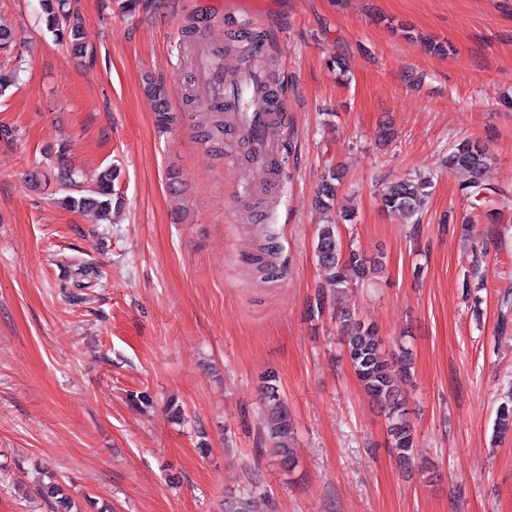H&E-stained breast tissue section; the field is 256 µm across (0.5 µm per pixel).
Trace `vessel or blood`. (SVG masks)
I'll use <instances>...</instances> for the list:
<instances>
[{
  "instance_id": "vessel-or-blood-1",
  "label": "vessel or blood",
  "mask_w": 512,
  "mask_h": 512,
  "mask_svg": "<svg viewBox=\"0 0 512 512\" xmlns=\"http://www.w3.org/2000/svg\"><path fill=\"white\" fill-rule=\"evenodd\" d=\"M273 51L266 42L242 41L244 66L224 64V49L206 34H198L185 54L193 67L194 91L228 112L238 140L248 148L249 169L273 167L282 152L281 140L271 128L282 110V94L269 81L268 59Z\"/></svg>"
}]
</instances>
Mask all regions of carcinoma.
Instances as JSON below:
<instances>
[{
  "label": "carcinoma",
  "instance_id": "carcinoma-1",
  "mask_svg": "<svg viewBox=\"0 0 512 512\" xmlns=\"http://www.w3.org/2000/svg\"><path fill=\"white\" fill-rule=\"evenodd\" d=\"M41 6L48 32L57 41L68 46L73 54H85L88 49L85 26L79 14L71 10L70 0H42ZM145 90L155 102L159 126H166L170 121V91L149 75L145 77ZM488 158L486 148L470 140L455 144L450 148L447 157L448 170L465 176V180L459 185L462 194L477 207L486 202V187L479 181L478 176L486 167ZM116 179V170L107 167L100 173L91 189L79 196H73L69 194L73 184L72 174L64 172L59 182V190L64 192L61 203L69 209L92 212L100 221H108L112 208H118L122 204L121 195L114 189ZM341 179L339 170L328 169L316 199L321 210L329 212L333 208ZM431 194L432 180L418 173L389 186L381 194L380 202L390 213L398 212L414 217L423 212ZM339 228L340 225L334 221L319 225L315 253L325 272L326 286L336 293H345L373 274L381 266V261L368 259L353 248L343 250ZM324 287H318L312 305V311L318 314L323 312L327 298ZM339 320L344 354L364 390L384 408L388 447L399 462L407 464L413 453V431L407 420L404 397L396 384V372L410 369L409 353L404 351L398 357L388 354L377 329L362 323L348 310L340 312ZM274 381L273 375L267 376L264 381L265 425L281 465L290 470L296 467L292 448L294 429L288 407ZM37 495L47 503L51 512H73L72 500L59 483L38 485Z\"/></svg>",
  "mask_w": 512,
  "mask_h": 512
}]
</instances>
